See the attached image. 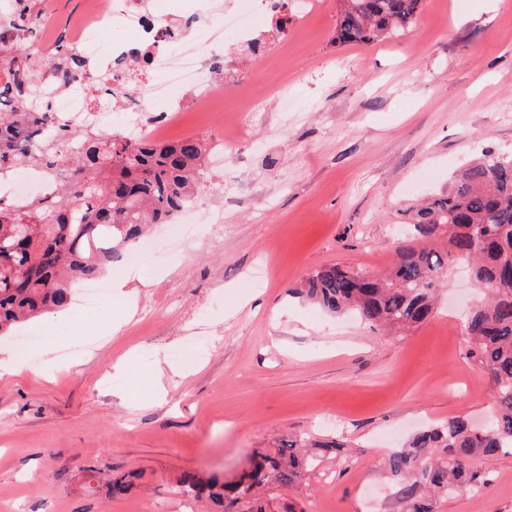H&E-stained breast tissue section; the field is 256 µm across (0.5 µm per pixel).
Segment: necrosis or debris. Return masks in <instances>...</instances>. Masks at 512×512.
<instances>
[{
  "mask_svg": "<svg viewBox=\"0 0 512 512\" xmlns=\"http://www.w3.org/2000/svg\"><path fill=\"white\" fill-rule=\"evenodd\" d=\"M113 26L119 34L102 42L100 32ZM188 34L169 39L162 12H143L138 0H112L111 9L96 6L69 30L66 43L94 59L98 70L110 73L113 89L122 91L127 120L114 126L112 109L102 103L90 82L60 89L52 70H44V99L49 111L95 130L119 129L130 140L162 141V131L176 123L185 107L206 108L216 98L219 84L206 63V52L218 51L228 35L252 40V22L243 14L192 13L186 19ZM166 99L167 109L158 120L138 121L146 99Z\"/></svg>",
  "mask_w": 512,
  "mask_h": 512,
  "instance_id": "1",
  "label": "necrosis or debris"
}]
</instances>
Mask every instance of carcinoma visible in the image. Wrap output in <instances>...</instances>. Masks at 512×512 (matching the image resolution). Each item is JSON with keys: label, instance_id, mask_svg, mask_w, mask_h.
<instances>
[{"label": "carcinoma", "instance_id": "1", "mask_svg": "<svg viewBox=\"0 0 512 512\" xmlns=\"http://www.w3.org/2000/svg\"><path fill=\"white\" fill-rule=\"evenodd\" d=\"M422 0H340L336 42L369 44L412 25ZM40 0H0V29L27 33L0 64V178L28 164L64 168L68 181L51 199L23 208L0 197V336L50 310H63L71 286L103 273L121 247L140 238L207 187L206 143L195 136L171 143H131L72 126L44 111L43 84L33 38ZM62 89L84 75L87 60L58 39L43 60ZM417 244L396 252L383 277L332 264L301 289L331 313L351 310L372 328L404 330L435 313V286L456 262L471 264L481 302L465 330L468 355L492 386L494 414L481 428L463 417L429 427L388 454L385 465L404 512H432L430 501L456 489L479 493L486 479L470 470L475 453L512 449V154L485 153L470 161L448 190L402 211ZM339 439L288 441L258 453L250 467L226 481L184 473L181 491L212 512H272L260 490L288 489L321 458L339 456ZM134 475L113 477L109 495L122 496Z\"/></svg>", "mask_w": 512, "mask_h": 512}]
</instances>
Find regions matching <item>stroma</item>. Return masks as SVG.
<instances>
[{
  "mask_svg": "<svg viewBox=\"0 0 512 512\" xmlns=\"http://www.w3.org/2000/svg\"><path fill=\"white\" fill-rule=\"evenodd\" d=\"M222 2L252 10L263 48L226 39L220 100L170 135L206 141L224 221L196 213L195 241L153 226V261L105 274L127 283L110 313L48 314L0 338L17 367L0 378V512H189L179 474L230 480L295 436L351 446L289 488L296 512H402L386 452L493 408L467 355L465 265L439 312L399 335L299 288L329 264L386 271L408 235L401 210L482 153L512 154V0H423L411 27L370 45L337 43V0H288L281 31L254 0ZM198 328L203 358L189 352ZM470 464L489 477L482 493L434 512H512V453ZM116 470L138 473L128 493L83 490L88 472Z\"/></svg>",
  "mask_w": 512,
  "mask_h": 512,
  "instance_id": "obj_1",
  "label": "stroma"
}]
</instances>
